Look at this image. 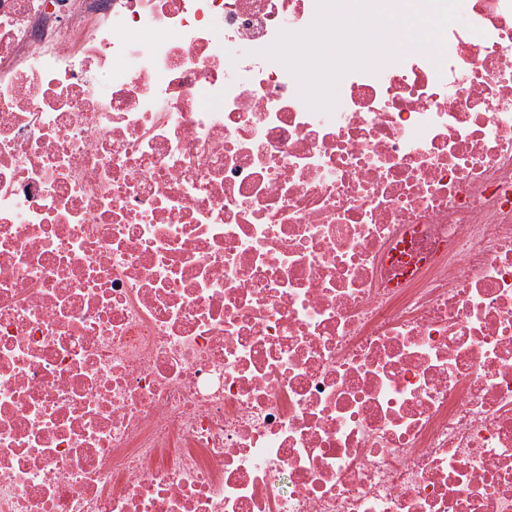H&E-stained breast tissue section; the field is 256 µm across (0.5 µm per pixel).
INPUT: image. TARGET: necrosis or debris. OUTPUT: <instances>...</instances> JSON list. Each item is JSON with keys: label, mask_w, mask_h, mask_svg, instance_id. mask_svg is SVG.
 <instances>
[{"label": "necrosis or debris", "mask_w": 512, "mask_h": 512, "mask_svg": "<svg viewBox=\"0 0 512 512\" xmlns=\"http://www.w3.org/2000/svg\"><path fill=\"white\" fill-rule=\"evenodd\" d=\"M316 15L0 0V512H512V0Z\"/></svg>", "instance_id": "obj_1"}]
</instances>
